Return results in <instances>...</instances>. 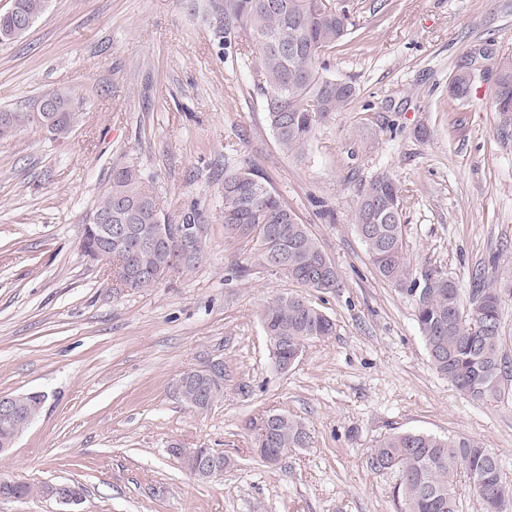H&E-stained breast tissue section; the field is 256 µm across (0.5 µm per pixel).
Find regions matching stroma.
Returning a JSON list of instances; mask_svg holds the SVG:
<instances>
[{
    "mask_svg": "<svg viewBox=\"0 0 512 512\" xmlns=\"http://www.w3.org/2000/svg\"><path fill=\"white\" fill-rule=\"evenodd\" d=\"M354 26L327 74L355 89L286 153L246 58L224 47L211 0H49L0 45V112L36 111L59 89L84 97L72 132L0 137V395L46 394L40 417L0 456V480L76 482L78 512H396L393 475L368 458L394 432L470 437L512 485V392L475 402L433 368L407 285L428 269L470 304L477 279L502 299L512 359V127L494 110L495 69L512 57V0H350ZM483 49L476 93L450 97ZM145 176L170 223L198 209L206 256L152 288H116L79 250L113 167ZM249 169L335 265L323 293L224 235L227 174ZM391 175L404 201L408 282L376 272L352 213ZM300 294L336 324L288 371L273 364L261 309ZM220 363L205 410L178 389ZM282 411L311 435L277 465L252 450L250 419ZM211 448L223 476L199 481L172 447Z\"/></svg>",
    "mask_w": 512,
    "mask_h": 512,
    "instance_id": "35a3bbf8",
    "label": "stroma"
}]
</instances>
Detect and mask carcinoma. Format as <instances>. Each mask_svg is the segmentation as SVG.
Returning a JSON list of instances; mask_svg holds the SVG:
<instances>
[{
    "instance_id": "obj_1",
    "label": "carcinoma",
    "mask_w": 512,
    "mask_h": 512,
    "mask_svg": "<svg viewBox=\"0 0 512 512\" xmlns=\"http://www.w3.org/2000/svg\"><path fill=\"white\" fill-rule=\"evenodd\" d=\"M48 0H17L19 14L34 21L46 10ZM216 13L224 16V47L243 51L251 69L262 77L265 112L281 148L300 154L317 125L343 111L354 95L353 87L323 74L322 58L348 35L351 12L324 0H220ZM247 36L249 47L240 42ZM510 73L507 94L494 102L501 126L512 124V60H504ZM50 95L63 118L51 133L64 137L79 123L82 99L69 90ZM132 209L133 223L144 231L162 235L165 241L155 251L136 250L132 239L112 253L121 261L132 255L135 265L164 273L171 256L178 254L181 225L200 229L199 250L205 251L207 225L201 213L190 210L182 224H170L159 209L145 179L134 166L112 168L109 186L96 204L107 209L116 202ZM403 196L387 173L371 179L361 190L353 223L370 225L361 235L374 268L383 278L402 285L407 279L402 235ZM224 234L237 243L255 242L264 262L305 288L330 292L339 287L337 272L321 281L319 269L330 263L306 225L280 196L251 171L224 177ZM462 305L454 281L439 270L422 275L416 319L431 363L459 391L474 401L497 398L512 380V362L502 353L500 334L501 298L492 288L475 289L472 308L490 325L488 333H472L469 319L454 318ZM261 320L265 334L278 341L276 356L295 362L299 350L311 340L336 334L331 318L299 294H279L266 301ZM310 433L296 419L282 414L278 424L265 433L264 447L276 459L309 445ZM368 464L379 473H393V497L398 512H462L456 492L459 473L479 479L474 490L482 512H504L501 467L486 455L475 439H443L422 433H396L384 438L372 451ZM22 499L44 494V486L21 480L8 486Z\"/></svg>"
}]
</instances>
